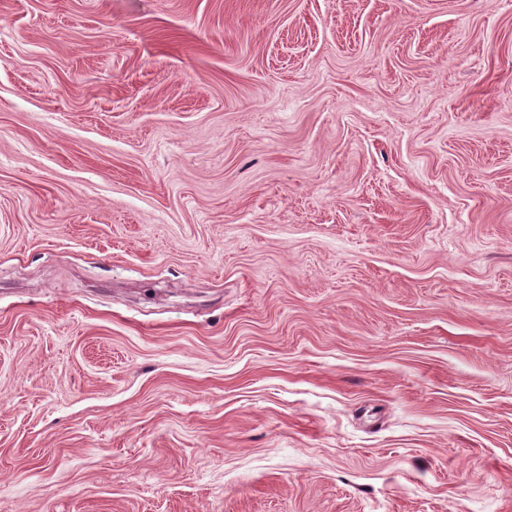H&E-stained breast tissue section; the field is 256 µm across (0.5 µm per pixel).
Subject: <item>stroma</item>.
Masks as SVG:
<instances>
[{
	"instance_id": "obj_1",
	"label": "stroma",
	"mask_w": 512,
	"mask_h": 512,
	"mask_svg": "<svg viewBox=\"0 0 512 512\" xmlns=\"http://www.w3.org/2000/svg\"><path fill=\"white\" fill-rule=\"evenodd\" d=\"M0 512H512V0H0Z\"/></svg>"
}]
</instances>
